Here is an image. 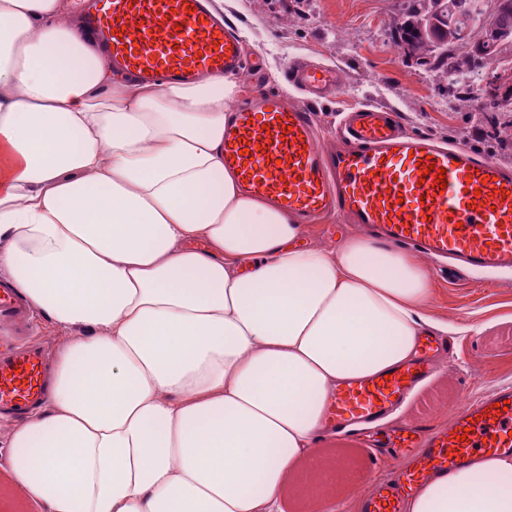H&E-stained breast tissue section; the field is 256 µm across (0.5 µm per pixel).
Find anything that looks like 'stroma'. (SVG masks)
<instances>
[{"instance_id": "35a3bbf8", "label": "stroma", "mask_w": 512, "mask_h": 512, "mask_svg": "<svg viewBox=\"0 0 512 512\" xmlns=\"http://www.w3.org/2000/svg\"><path fill=\"white\" fill-rule=\"evenodd\" d=\"M402 0H224L225 23L242 35L246 62L238 72L242 95L262 89L309 112L323 140H332L343 112L380 105L394 112L409 133L446 144H464L473 131H487L489 116L459 105L455 86L406 59L396 49L394 20ZM307 60L344 73V86L330 99L315 101L290 83L286 69ZM360 229L336 213L306 225V244L331 247L359 235ZM429 309L451 324L445 336L453 361H440L435 374L403 405L401 424L435 430L465 404L503 384H512V277L487 280L459 275L429 262ZM482 312L488 322L479 333L456 326ZM393 426L372 429L368 443L341 434L323 449L343 457L351 469L340 482L353 498L367 483L384 477L396 463L384 443Z\"/></svg>"}]
</instances>
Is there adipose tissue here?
<instances>
[{
    "mask_svg": "<svg viewBox=\"0 0 512 512\" xmlns=\"http://www.w3.org/2000/svg\"><path fill=\"white\" fill-rule=\"evenodd\" d=\"M79 0H0V275L64 339L48 403L10 434L13 495L43 512H283L343 459L327 400L418 354L426 263L304 225L224 166L236 78L116 75ZM405 512H512V457L426 482Z\"/></svg>",
    "mask_w": 512,
    "mask_h": 512,
    "instance_id": "adipose-tissue-1",
    "label": "adipose tissue"
}]
</instances>
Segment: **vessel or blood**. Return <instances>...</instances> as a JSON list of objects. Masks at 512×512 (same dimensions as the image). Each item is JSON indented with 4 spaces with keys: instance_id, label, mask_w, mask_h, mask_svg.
<instances>
[{
    "instance_id": "b4317fda",
    "label": "vessel or blood",
    "mask_w": 512,
    "mask_h": 512,
    "mask_svg": "<svg viewBox=\"0 0 512 512\" xmlns=\"http://www.w3.org/2000/svg\"><path fill=\"white\" fill-rule=\"evenodd\" d=\"M107 61L161 85L232 75L243 56L237 39L214 19L208 0H87L79 21ZM308 92L338 91L340 70L292 63ZM343 146L327 150L308 112L257 92L224 133V164L256 196L305 217L336 210L385 240L472 270H512V167L477 159L465 146L405 133L385 108L352 111L336 131ZM444 168V183L428 167ZM31 305L13 282L0 280V416L21 418L47 400L50 376L42 352L23 343ZM443 344L427 336L421 357L390 378L353 380L336 388L326 419L340 429L375 418L428 380ZM512 387L494 390L456 413L447 427L422 434L406 427V450L386 483L370 485L360 512H402L426 481L478 455H512Z\"/></svg>"
}]
</instances>
